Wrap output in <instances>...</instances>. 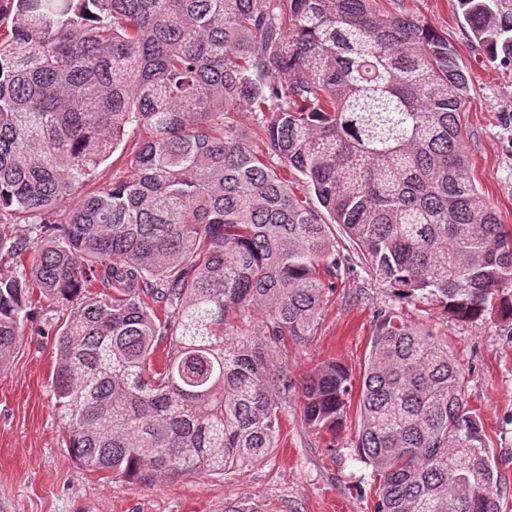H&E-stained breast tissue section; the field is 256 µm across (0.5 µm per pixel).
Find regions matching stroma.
I'll list each match as a JSON object with an SVG mask.
<instances>
[{
    "label": "stroma",
    "instance_id": "35a3bbf8",
    "mask_svg": "<svg viewBox=\"0 0 512 512\" xmlns=\"http://www.w3.org/2000/svg\"><path fill=\"white\" fill-rule=\"evenodd\" d=\"M381 12H405L446 37L469 76L461 122L476 185L502 223L512 226V68L490 62L472 37L457 0H377ZM132 148L120 146L80 195L130 177ZM341 266L323 294L312 335L285 352L295 378L322 362H342L360 379L378 313H394L447 342L465 371L466 399L482 423L493 464L505 476L502 512H512V322L497 313L475 321L450 315L429 295H408L376 275L358 247L333 228ZM61 305L34 298L19 345L0 367V502L6 512H224L245 502L261 512H374L380 474L357 450L360 416L350 401L336 434L308 427L299 397L281 416L277 447L261 462L226 475L194 472L144 484L92 472L68 448L53 371Z\"/></svg>",
    "mask_w": 512,
    "mask_h": 512
}]
</instances>
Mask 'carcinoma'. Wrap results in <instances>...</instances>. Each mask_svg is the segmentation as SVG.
<instances>
[{"label":"carcinoma","mask_w":512,"mask_h":512,"mask_svg":"<svg viewBox=\"0 0 512 512\" xmlns=\"http://www.w3.org/2000/svg\"><path fill=\"white\" fill-rule=\"evenodd\" d=\"M458 3L487 57L512 65V0ZM468 95L448 39L376 0H0V254L36 252L0 276V364L34 292L73 304L54 392L72 456L114 479L262 461L298 385L305 424L335 430L348 369L297 383L282 356L313 333L339 266L331 225L454 317L494 303L512 320V229L471 174ZM238 112L261 114L264 148ZM140 131L134 174L76 197ZM14 218L36 237L14 236ZM246 312L254 336L232 324ZM359 413L375 512H500L464 371L430 330L378 316Z\"/></svg>","instance_id":"1"}]
</instances>
